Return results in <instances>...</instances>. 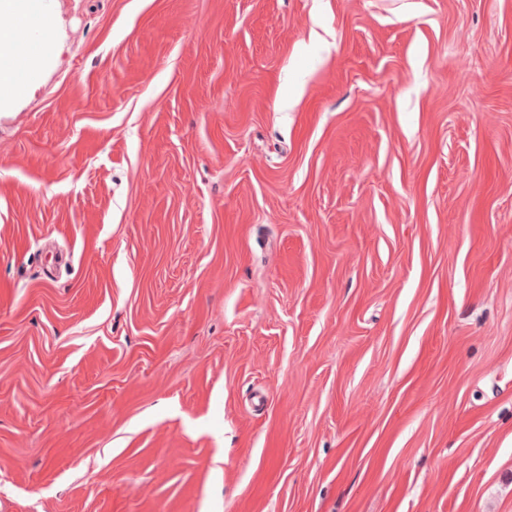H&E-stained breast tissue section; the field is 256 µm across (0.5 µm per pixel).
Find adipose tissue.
I'll use <instances>...</instances> for the list:
<instances>
[{
  "mask_svg": "<svg viewBox=\"0 0 512 512\" xmlns=\"http://www.w3.org/2000/svg\"><path fill=\"white\" fill-rule=\"evenodd\" d=\"M43 11V0H0V16L10 20L9 26L0 27V110L15 103V88L26 77L39 74L53 51V27L37 25ZM34 32L39 39L33 48L20 51V43Z\"/></svg>",
  "mask_w": 512,
  "mask_h": 512,
  "instance_id": "ef3b65f1",
  "label": "adipose tissue"
}]
</instances>
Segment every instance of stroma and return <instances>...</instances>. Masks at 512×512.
<instances>
[{
    "label": "stroma",
    "mask_w": 512,
    "mask_h": 512,
    "mask_svg": "<svg viewBox=\"0 0 512 512\" xmlns=\"http://www.w3.org/2000/svg\"><path fill=\"white\" fill-rule=\"evenodd\" d=\"M47 2L0 512H512V0Z\"/></svg>",
    "instance_id": "stroma-1"
}]
</instances>
